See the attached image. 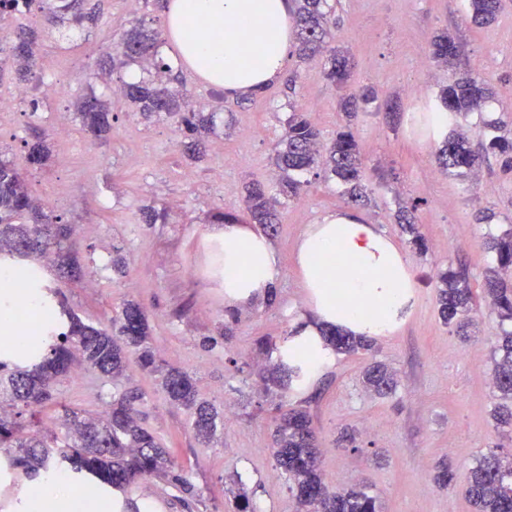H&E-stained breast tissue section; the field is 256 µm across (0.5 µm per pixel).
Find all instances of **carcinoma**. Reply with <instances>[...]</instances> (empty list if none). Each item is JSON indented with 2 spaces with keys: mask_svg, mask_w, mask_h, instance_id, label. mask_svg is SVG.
I'll list each match as a JSON object with an SVG mask.
<instances>
[{
  "mask_svg": "<svg viewBox=\"0 0 512 512\" xmlns=\"http://www.w3.org/2000/svg\"><path fill=\"white\" fill-rule=\"evenodd\" d=\"M84 0H0V19L18 13L36 11L58 29L83 26L95 15L83 11ZM302 60L326 55V79L342 92L350 74V58L342 49L330 45V24L334 12L328 0H292ZM471 21L482 26L496 20L501 0H470ZM164 39L160 32L143 25L125 33L121 60L108 56L102 66L114 72L117 68L136 66L143 78L121 82L125 98L144 117L166 114L177 116L180 130L189 139V149H202L213 129V116L190 108L187 91L170 87L172 66L160 52ZM41 34L32 28L22 29L13 40L0 41V65L12 61L17 79L26 85L44 83L36 68ZM460 55L459 45L447 34L433 40L432 58L437 63L452 65ZM493 96L492 85L485 73L474 70L464 74L440 90L436 104L448 112V125L471 112H478ZM375 99L370 90L359 94L342 93L339 108L352 119L363 105ZM78 112L82 125L94 133L111 129L110 107L95 93L82 98ZM485 137L482 151L472 149L468 137L453 134L442 142L438 160L444 170L466 176L479 169L486 156L502 159L504 170H512V132L501 122L483 121L479 130ZM49 152L47 140L31 144L30 163L43 165ZM272 163L278 171L274 189L259 183L246 187L245 208L250 223L261 226L274 236L280 220L278 208L301 196L308 185L305 175L323 164L324 173L345 186L347 197L359 202L367 196L362 183V152L350 126L336 132L328 144L321 142L320 130L302 112L288 116L287 128L273 150ZM418 205L398 211L397 221L410 237V243L424 253L426 244L418 227ZM72 230L56 223L36 201L31 188L14 164L0 157V256L28 258V285L37 289L53 323L44 330L40 344L28 352V364L9 365L0 362V405L10 412L0 413V447L14 448L7 455L10 468L30 474L48 473L60 466L68 467L80 478H88L99 494L110 489L128 493L141 480H155L171 489V501L197 512L205 504L192 494L189 469L176 464L170 449L164 447L146 424L145 394L126 386L129 372L137 368L159 376V385L169 402L193 412L194 435L203 442L214 440L224 430V415L199 397L197 381L188 371L165 367L150 346L151 330L144 306L134 300L123 302L113 310L109 325L101 327L84 321L74 310L58 299L59 292L44 282L41 263L51 260L58 269L70 274L79 266L70 247ZM488 249L495 253L497 267L485 274L483 293L490 313L498 321L499 333L494 350L492 386L499 403L493 417L502 428L512 429V283L505 276L512 273V228L489 237ZM437 303L445 323L460 336L467 335L469 314L474 295L463 272L449 267L437 276ZM324 346L335 354L350 355L372 352L374 341L369 336H350L337 328L321 331ZM82 365L112 383L106 410L94 416L68 407L58 401V385ZM267 387L284 388L303 380L299 367L277 362L263 376ZM365 390L386 396L398 386L396 374L374 361L362 372ZM274 456L288 478L289 490L295 498V512H377L374 497L366 487L358 486L333 491L326 485L312 419L298 406L273 418ZM465 495L476 512H512V453L490 450L470 468Z\"/></svg>",
  "mask_w": 512,
  "mask_h": 512,
  "instance_id": "carcinoma-1",
  "label": "carcinoma"
}]
</instances>
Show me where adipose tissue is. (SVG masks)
Segmentation results:
<instances>
[{
	"mask_svg": "<svg viewBox=\"0 0 512 512\" xmlns=\"http://www.w3.org/2000/svg\"><path fill=\"white\" fill-rule=\"evenodd\" d=\"M165 35L181 60L228 93H248L278 81L295 41L289 0H170ZM224 249L218 276L228 311L267 299L282 268L270 240L238 220L214 225ZM296 258L308 290V313L285 347L318 373L332 358L320 331L332 326L355 336H384L414 299L416 281L407 256L376 225L352 212L324 215L301 232ZM11 267L0 268V334L14 330V310L40 304L28 289L13 285ZM30 512H74L69 479L58 476L33 485Z\"/></svg>",
	"mask_w": 512,
	"mask_h": 512,
	"instance_id": "obj_1",
	"label": "adipose tissue"
}]
</instances>
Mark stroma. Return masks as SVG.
Wrapping results in <instances>:
<instances>
[{"mask_svg":"<svg viewBox=\"0 0 512 512\" xmlns=\"http://www.w3.org/2000/svg\"><path fill=\"white\" fill-rule=\"evenodd\" d=\"M88 2L100 8L96 27L76 30L66 50L56 34L43 40L39 67L66 83L63 98L32 110L31 100L42 96L41 87L32 86L16 99L14 111L0 117V157L15 165L59 223L74 230L79 274L64 276L47 263L45 280L82 317L102 326L123 300L142 303L158 358L193 372L203 399L232 408L221 443L206 446L194 439L187 411L172 405L150 377H133L147 394L150 425L174 449L176 461L191 462V481L207 512H233L239 483L252 491L255 512H294L288 480L271 450V417L282 403L305 404L311 413L331 488L366 484L380 512H474L462 487L475 459L496 446L512 452V440L492 415L497 326L487 318L470 339L457 336L439 316L437 273L450 264L464 268L474 293H481L494 262L486 238L512 227V171L503 170L495 156L486 158L476 180L443 171L435 148L420 143L407 119L419 116L461 73L478 69L492 78L495 90L485 113L512 123V0H502L497 20L483 26L471 23L469 0H339L335 44L352 55V88L377 95L355 121L369 199L352 205L334 180L310 176L302 198L283 210L272 240L283 271L273 297L240 311L229 343L212 349L204 340L217 339L230 317L223 289L205 278L219 256L202 246L211 215L220 209L244 217L246 185L274 184L270 156L292 109L306 112L323 138H331L344 123L338 94L321 62L294 56L282 81L242 97L183 68L194 101L215 121L203 157L191 159L172 118L143 120L109 78L92 75L97 57L115 48L130 26L163 28L164 9L150 0L133 9L127 0ZM444 32L462 47L451 67L430 58L432 38ZM90 91L109 102L112 128L103 136L84 128L77 112ZM391 99L400 112L384 111ZM61 115L68 123L63 137L54 133ZM43 134L50 137L49 159L30 166L28 145ZM418 197L424 200L423 255L395 221L398 208ZM148 205L164 209L165 222L142 223L140 211ZM484 208L495 214L491 223L479 219ZM340 210L377 225L407 255L417 281L401 325L376 339L375 358L396 371L397 393L380 398L364 392L360 376L372 357L362 352L335 356L306 387L266 392L258 372L275 359L259 350L257 340L266 336L281 343L309 305L296 263L297 239L305 225ZM116 245L127 258L122 276L110 268ZM111 390L110 383L83 370L78 379L62 383V402L99 414ZM352 430L358 433L356 447L337 446L340 433ZM444 466L456 475L453 487L435 482Z\"/></svg>","mask_w":512,"mask_h":512,"instance_id":"obj_1","label":"stroma"}]
</instances>
